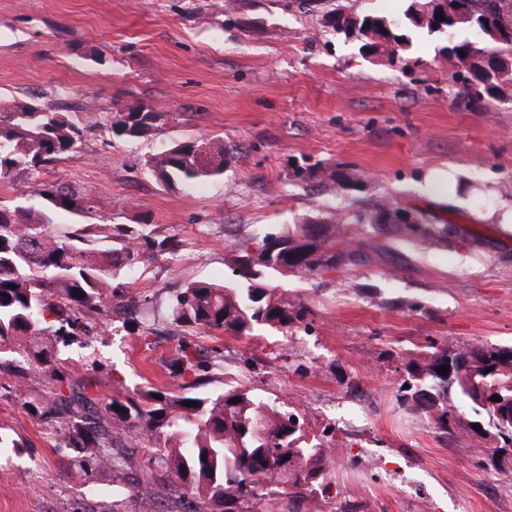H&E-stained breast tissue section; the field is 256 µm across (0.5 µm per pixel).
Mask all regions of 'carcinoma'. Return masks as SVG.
Returning a JSON list of instances; mask_svg holds the SVG:
<instances>
[{"mask_svg":"<svg viewBox=\"0 0 512 512\" xmlns=\"http://www.w3.org/2000/svg\"><path fill=\"white\" fill-rule=\"evenodd\" d=\"M398 18L358 16L337 6L324 15L323 27L360 42L362 52L402 69L418 65L409 51L412 34L447 39L442 47L459 82L458 93L473 103L512 90V53L498 55L496 34L512 27V0H403ZM443 19H436V13ZM494 14L498 23L482 22ZM473 30L474 41L454 35ZM163 119L160 112H34L15 102L0 109V182L20 173L34 175L58 162L82 143L94 128L120 139L140 138ZM229 162L224 142L207 134L173 141L143 161L163 184L192 185L221 176ZM26 202L0 205V389L26 405L47 426L59 445L71 448V465L105 471L124 484L127 473L114 449L141 448L149 463L171 473L184 494L209 504L210 512H278L288 495L302 501L325 494L332 485L329 467L336 446L317 437L307 441L304 416L276 393L229 386L205 397L188 396L186 387L141 390L133 395L93 398L73 378L61 349L82 346L109 321L110 310L138 306L130 273L160 260L175 270L183 241L150 224H114L112 217L90 221L98 212L89 187L33 180ZM73 207H67V204ZM66 212L74 224H58ZM399 210L383 204L373 214L376 224H395ZM361 223V218L352 219ZM349 217L333 222L303 217L293 232L266 233L226 246L236 280L196 281L175 291L154 310V320L168 327L204 328L250 336L258 326L291 334L304 324L307 306L287 293L263 284L270 274L319 276L357 264L359 249L337 231ZM84 296L76 298L73 290ZM423 359L403 365L395 399L407 412L425 418L437 432L456 438L462 408L487 418L494 438L484 444V459L512 443V424L502 431L504 406L492 398L512 397V363L499 357L512 346L475 347L462 376L440 373L448 358L462 352L430 345ZM169 375L192 382L208 376L187 342L168 361ZM186 401L195 402L187 407ZM119 406L120 410L113 409ZM207 460H202V456ZM289 459H284V456Z\"/></svg>","mask_w":512,"mask_h":512,"instance_id":"1","label":"carcinoma"}]
</instances>
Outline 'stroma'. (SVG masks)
Returning <instances> with one entry per match:
<instances>
[{"mask_svg":"<svg viewBox=\"0 0 512 512\" xmlns=\"http://www.w3.org/2000/svg\"><path fill=\"white\" fill-rule=\"evenodd\" d=\"M355 14L400 15L402 0H0V99L37 101L50 112L141 104L166 113L147 135L120 140L97 129L41 174L92 187L114 223L149 222L183 240L178 268L138 270L140 290L230 278L228 243L285 233L302 215H368L391 202L412 231L348 224L382 251L324 280L278 275L271 286L308 307L292 338L130 332L116 315L105 335L62 353L94 396L168 388L179 342L198 360H221L209 392L225 385L282 393L306 412L308 435L330 431L342 446L326 497L300 512H512V473L482 468L466 434L448 439L399 409L393 394L402 354L512 345V235L445 198L417 192L422 177L455 166L490 196L512 203V97L468 103L438 36L416 35L418 67L369 62L357 42L323 27L335 5ZM219 137L223 176L170 188L142 166L170 140ZM307 179L295 178L296 170ZM355 174L344 186L317 171ZM439 230L423 245L420 229ZM468 254L473 269L461 268ZM0 512H190L164 469L152 490L115 488L108 473L68 469L21 399L0 393Z\"/></svg>","mask_w":512,"mask_h":512,"instance_id":"35a3bbf8","label":"stroma"}]
</instances>
